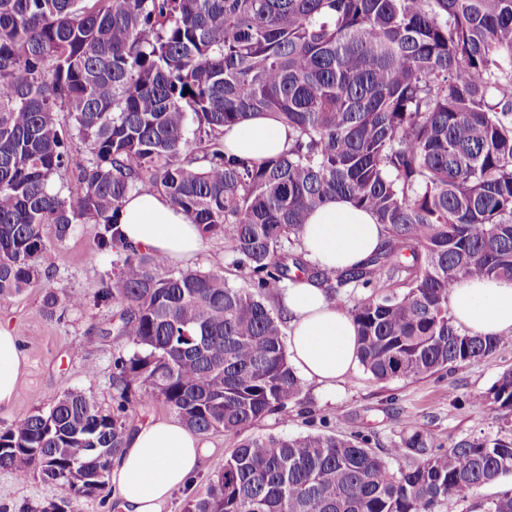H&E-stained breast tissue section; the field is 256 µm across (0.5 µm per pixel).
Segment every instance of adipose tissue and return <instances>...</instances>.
Returning a JSON list of instances; mask_svg holds the SVG:
<instances>
[{
    "instance_id": "adipose-tissue-1",
    "label": "adipose tissue",
    "mask_w": 512,
    "mask_h": 512,
    "mask_svg": "<svg viewBox=\"0 0 512 512\" xmlns=\"http://www.w3.org/2000/svg\"><path fill=\"white\" fill-rule=\"evenodd\" d=\"M293 134L273 118L259 115L225 127L224 142L235 155L260 160L288 150ZM124 241L180 263L203 245L197 225L159 194L129 196L122 209ZM307 258L338 270L362 264L385 241L373 214L339 198L314 210L302 229ZM288 324V358L303 378L326 387L345 380L358 363L356 326L328 300L316 281L299 276L282 293ZM457 326L470 333L512 334V281L465 277L449 295ZM17 336L0 326V408L15 396L21 368ZM207 453L202 435L175 418H154L130 431L111 465L118 512H163L175 492L187 489Z\"/></svg>"
}]
</instances>
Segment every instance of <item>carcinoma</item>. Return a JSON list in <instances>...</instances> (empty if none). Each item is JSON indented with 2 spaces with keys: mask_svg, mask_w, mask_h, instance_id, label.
<instances>
[{
  "mask_svg": "<svg viewBox=\"0 0 512 512\" xmlns=\"http://www.w3.org/2000/svg\"><path fill=\"white\" fill-rule=\"evenodd\" d=\"M190 92H185V89ZM272 113L296 132L260 161L229 152L224 127ZM79 140L84 152L72 149ZM154 191L224 247L249 282L175 268L122 243L120 211ZM344 197L387 239L342 272L295 253L308 215ZM97 224L113 255L95 292L116 305L112 411L68 390L0 430V469L107 485L135 400L190 430L239 439L184 512H456L512 476V370L474 396L503 412L493 436L443 448L418 423L387 449L366 437L256 436L288 417L302 381L266 297L305 273L343 304L375 379L428 377L495 352L461 332L448 295L462 277L512 281V0H0V301L45 272L56 240ZM401 291L378 295L381 280ZM45 292L43 309H79ZM512 512V490L476 504Z\"/></svg>",
  "mask_w": 512,
  "mask_h": 512,
  "instance_id": "carcinoma-1",
  "label": "carcinoma"
}]
</instances>
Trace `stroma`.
Wrapping results in <instances>:
<instances>
[{
    "instance_id": "obj_1",
    "label": "stroma",
    "mask_w": 512,
    "mask_h": 512,
    "mask_svg": "<svg viewBox=\"0 0 512 512\" xmlns=\"http://www.w3.org/2000/svg\"><path fill=\"white\" fill-rule=\"evenodd\" d=\"M97 225L83 224L64 242L50 241L43 277L14 298L0 302V325L14 330L24 358L14 400L0 409V429L19 417L46 410L63 392L82 390L95 396L103 410L112 408V355L125 349L123 339L111 335L113 311L95 305L94 294L112 267L111 257L98 253ZM194 269L219 271L232 284L245 279L225 250L223 237L205 240ZM77 295L82 309L47 316L45 291ZM97 373L88 376L87 364ZM512 370V338L503 339L491 355L423 379L376 381L363 366L334 388L305 382L298 402L287 417L271 414L253 428L257 435L308 433L365 435L376 452L393 447L405 427L425 424L436 444L450 446L470 436L495 433L498 413L475 404L474 394L487 391ZM61 489L40 475L20 480L0 470V512H36L59 500Z\"/></svg>"
}]
</instances>
